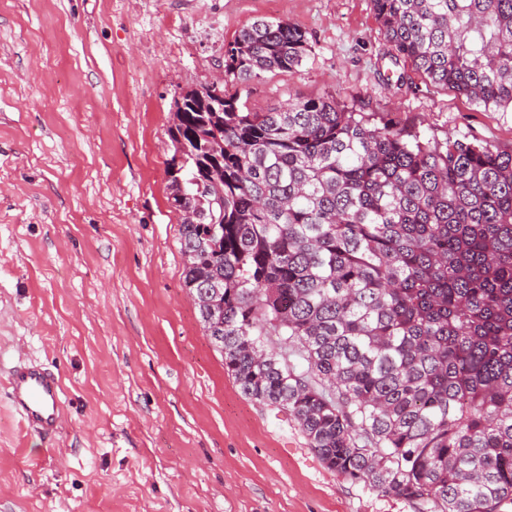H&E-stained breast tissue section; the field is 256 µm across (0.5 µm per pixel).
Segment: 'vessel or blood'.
Listing matches in <instances>:
<instances>
[{
    "instance_id": "vessel-or-blood-1",
    "label": "vessel or blood",
    "mask_w": 512,
    "mask_h": 512,
    "mask_svg": "<svg viewBox=\"0 0 512 512\" xmlns=\"http://www.w3.org/2000/svg\"><path fill=\"white\" fill-rule=\"evenodd\" d=\"M8 395L27 432L49 436L57 430L61 387L53 373L35 365L18 366L9 377Z\"/></svg>"
}]
</instances>
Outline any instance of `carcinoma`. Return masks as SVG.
I'll return each instance as SVG.
<instances>
[{"label": "carcinoma", "mask_w": 512, "mask_h": 512, "mask_svg": "<svg viewBox=\"0 0 512 512\" xmlns=\"http://www.w3.org/2000/svg\"><path fill=\"white\" fill-rule=\"evenodd\" d=\"M393 58L512 112V0H373ZM257 19L224 83L300 68ZM175 101L167 171L185 287L241 392L285 410L331 472L415 512L512 504V150L443 140L331 95L249 112ZM276 340L279 351L266 349ZM306 362L299 372L288 348Z\"/></svg>", "instance_id": "obj_1"}]
</instances>
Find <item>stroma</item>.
Wrapping results in <instances>:
<instances>
[{"instance_id": "1", "label": "stroma", "mask_w": 512, "mask_h": 512, "mask_svg": "<svg viewBox=\"0 0 512 512\" xmlns=\"http://www.w3.org/2000/svg\"><path fill=\"white\" fill-rule=\"evenodd\" d=\"M260 18L301 29L310 53L241 92L249 111L328 93L512 148V112L394 61L372 0H0V512H414L330 472L292 417L242 394L184 285L175 101ZM20 359L62 382L54 440L5 398Z\"/></svg>"}]
</instances>
